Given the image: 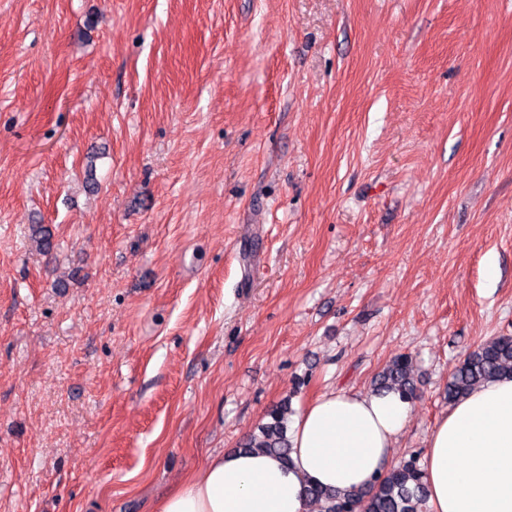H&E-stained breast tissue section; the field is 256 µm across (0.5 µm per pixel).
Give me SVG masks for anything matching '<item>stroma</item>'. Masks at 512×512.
I'll use <instances>...</instances> for the list:
<instances>
[{
  "mask_svg": "<svg viewBox=\"0 0 512 512\" xmlns=\"http://www.w3.org/2000/svg\"><path fill=\"white\" fill-rule=\"evenodd\" d=\"M500 335L512 0H0V512H151L400 353L423 456Z\"/></svg>",
  "mask_w": 512,
  "mask_h": 512,
  "instance_id": "stroma-1",
  "label": "stroma"
}]
</instances>
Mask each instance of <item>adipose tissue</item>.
<instances>
[{
	"label": "adipose tissue",
	"instance_id": "ef3b65f1",
	"mask_svg": "<svg viewBox=\"0 0 512 512\" xmlns=\"http://www.w3.org/2000/svg\"><path fill=\"white\" fill-rule=\"evenodd\" d=\"M412 412L398 394L322 392L289 426L292 462L228 452L188 477L153 512H310L305 478L367 489L392 463ZM430 512H512V379H494L450 406L428 440Z\"/></svg>",
	"mask_w": 512,
	"mask_h": 512
}]
</instances>
